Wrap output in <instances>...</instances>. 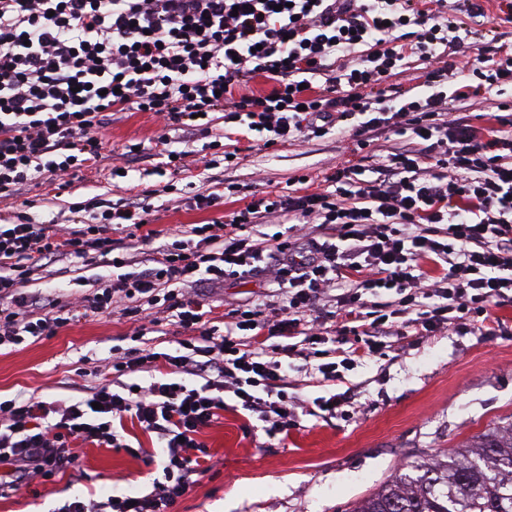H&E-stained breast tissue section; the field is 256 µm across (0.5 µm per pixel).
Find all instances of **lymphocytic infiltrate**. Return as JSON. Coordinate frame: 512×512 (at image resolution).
<instances>
[{
    "mask_svg": "<svg viewBox=\"0 0 512 512\" xmlns=\"http://www.w3.org/2000/svg\"><path fill=\"white\" fill-rule=\"evenodd\" d=\"M478 41L475 56L449 52ZM427 65L426 89L390 91L410 59ZM272 84L254 91L257 76ZM495 92L477 124L474 89ZM512 45L448 12V0H0V198H20L41 177L59 188L101 161L114 112H149L166 129L170 167L208 136L203 115L264 147L322 138L347 123L357 149L404 137L381 164H329L326 188L252 198L208 224L153 228L151 204L72 203L66 224L21 212L0 224V350L120 310L131 340L171 324L186 337L148 385L127 376L156 353L112 346L103 380L72 382L52 401L0 400V492L44 485L75 468L80 449L127 448L136 419L155 434L163 478L132 498L65 502L58 512H169L207 455L201 436L225 395L286 433L296 403L288 359H318L330 333L359 322L368 352L410 317L420 335L460 315L489 319L512 300ZM287 220L269 233L264 218ZM125 232L117 251L113 231ZM145 259L133 269V251ZM276 287L268 308L233 310L216 324L205 290L250 277L263 256ZM117 269L93 294L49 297L28 284L44 260Z\"/></svg>",
    "mask_w": 512,
    "mask_h": 512,
    "instance_id": "f902f5d3",
    "label": "lymphocytic infiltrate"
}]
</instances>
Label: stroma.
<instances>
[{
    "instance_id": "stroma-1",
    "label": "stroma",
    "mask_w": 512,
    "mask_h": 512,
    "mask_svg": "<svg viewBox=\"0 0 512 512\" xmlns=\"http://www.w3.org/2000/svg\"><path fill=\"white\" fill-rule=\"evenodd\" d=\"M159 134L151 113L118 112L106 129V147L117 154L131 143L151 147ZM224 149L238 151V163L208 169L193 161L187 171L174 175L171 192L153 198L158 227L205 224L231 213L255 191L258 176L277 188L302 175L321 185L328 164L344 156L332 135L269 149L228 142ZM155 166L152 159L132 161L127 178L116 183L111 162L92 165L72 188L58 190L47 183L34 188L29 213L40 222L62 223L73 202L95 196L114 203L138 201L161 181L153 173ZM189 183L202 192H223V205L190 208L185 194ZM58 268V263L47 262L31 291L63 294L71 291L72 278L82 276L89 294L95 280L112 274L108 267L75 266L65 277ZM271 293L261 273L226 281L214 293L220 302L217 312L269 301ZM128 329V320L116 312L0 352V397L24 402L62 395L82 371L86 385H96L91 374L95 359L107 356ZM386 342L378 352L338 368L332 381L305 368L301 356L291 357L288 393L298 409L287 438L268 437L262 422L225 408L203 436L210 455L206 472L170 512H355L397 468L512 423V302L495 310L485 330L467 324L433 336H390ZM334 393L344 397L335 413L316 406L317 398ZM160 474V467H147L125 450L87 446L75 471L56 482L0 494V512H56L67 500L144 494Z\"/></svg>"
}]
</instances>
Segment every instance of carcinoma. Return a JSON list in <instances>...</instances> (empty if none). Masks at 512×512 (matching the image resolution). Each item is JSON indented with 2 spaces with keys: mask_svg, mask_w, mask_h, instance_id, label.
I'll return each mask as SVG.
<instances>
[{
  "mask_svg": "<svg viewBox=\"0 0 512 512\" xmlns=\"http://www.w3.org/2000/svg\"><path fill=\"white\" fill-rule=\"evenodd\" d=\"M354 512H512V424L407 466Z\"/></svg>",
  "mask_w": 512,
  "mask_h": 512,
  "instance_id": "carcinoma-1",
  "label": "carcinoma"
}]
</instances>
